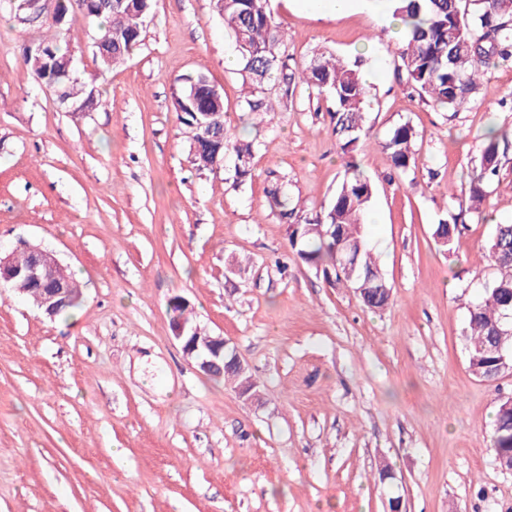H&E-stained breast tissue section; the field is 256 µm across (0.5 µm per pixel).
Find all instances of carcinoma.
<instances>
[{
    "instance_id": "carcinoma-1",
    "label": "carcinoma",
    "mask_w": 512,
    "mask_h": 512,
    "mask_svg": "<svg viewBox=\"0 0 512 512\" xmlns=\"http://www.w3.org/2000/svg\"><path fill=\"white\" fill-rule=\"evenodd\" d=\"M22 23L44 28L47 34L27 48L24 64L42 83L46 64L52 71L66 70L72 55L70 30L59 18L78 10L97 22L93 56L98 71L105 74L123 62L139 45L143 21L149 16L154 0L142 5L125 0L123 6H109L108 0H44L45 9L37 16L26 8V0H3ZM213 11L224 21L225 29L235 41L238 59L249 85L243 110L255 115L273 111L264 96V86L280 81L290 87L302 82L328 97L333 132L341 141L343 153L350 154L370 139L365 124L364 104L367 89L362 80L363 60H350L327 51H318L298 74L286 72L280 63L285 47L284 30L270 7V0H211ZM394 19L408 30L399 58L407 82L419 97L445 112H456L467 103L492 69L512 64V0H388ZM202 74H188L174 97L178 121L190 133L193 165L199 171H214L226 159L233 160L234 182L241 183L253 174V160L260 144L230 133L224 123V99H212L200 83ZM58 102L70 109L86 106L93 109L100 91L70 71L54 79L52 87ZM416 133L407 122L395 126L380 146L390 155L393 167L404 173L415 165L413 149ZM509 139L489 130L479 166L470 175L469 195L450 196L452 222L435 225L433 237L443 248L453 245L458 221L465 215L480 212V205L491 193L499 176L501 148ZM345 175L328 205L311 212L293 202L288 181L268 191L270 205L279 214L294 220L290 246L308 265L336 283L359 291L363 305L371 310L384 308L389 292L377 260L367 248L364 215L374 193L372 181L354 162L345 163ZM488 257L501 269V276L485 283L481 295L468 306V324L464 341L468 368L478 378L495 380L501 375L499 351L512 350V224H498L490 237ZM69 289L68 301L57 315L63 316L79 305L80 291L76 279L56 266L51 276L30 285L18 277L6 284L23 288L22 296L37 305L47 288ZM187 303L179 296L169 307L172 321L195 326L187 316ZM235 348L224 349L221 375L235 382L241 393L255 394L251 374L230 362ZM494 457L512 463V409L508 401L499 404L490 436Z\"/></svg>"
}]
</instances>
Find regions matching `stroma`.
Returning <instances> with one entry per match:
<instances>
[{
    "instance_id": "stroma-1",
    "label": "stroma",
    "mask_w": 512,
    "mask_h": 512,
    "mask_svg": "<svg viewBox=\"0 0 512 512\" xmlns=\"http://www.w3.org/2000/svg\"><path fill=\"white\" fill-rule=\"evenodd\" d=\"M290 70L320 50L369 48L362 74L372 141L356 161L375 184L368 247L390 287L384 310L303 262L266 188L327 205L346 159L333 104L273 82V112L240 107L235 43L210 0H155L137 50L98 75L92 23L68 17L77 69L101 102L69 112L23 61L36 28L0 11V252L52 251L82 285L50 318L0 287V512H512V472L490 448L512 373L468 368V303L500 270L486 255L512 223V148L451 249L435 224L467 195L488 127L512 131V65L457 112L419 98L400 74L384 14L336 17L271 0ZM223 93L232 131L269 142L254 177L196 170L173 109L183 75ZM416 130V164L396 173L380 142ZM182 297L224 336L260 394L200 371L174 339ZM394 477L380 481L381 466Z\"/></svg>"
}]
</instances>
